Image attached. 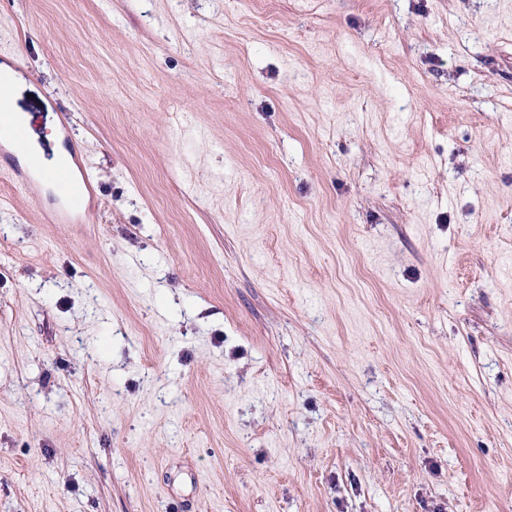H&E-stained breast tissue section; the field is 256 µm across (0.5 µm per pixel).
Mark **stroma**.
<instances>
[{"mask_svg": "<svg viewBox=\"0 0 512 512\" xmlns=\"http://www.w3.org/2000/svg\"><path fill=\"white\" fill-rule=\"evenodd\" d=\"M0 512H512V0H0ZM81 180H76L68 165L62 164L53 174L58 196L65 202L69 213L86 221L90 215V204L85 202L86 194L93 195V184L87 168L80 165Z\"/></svg>", "mask_w": 512, "mask_h": 512, "instance_id": "35a3bbf8", "label": "stroma"}]
</instances>
